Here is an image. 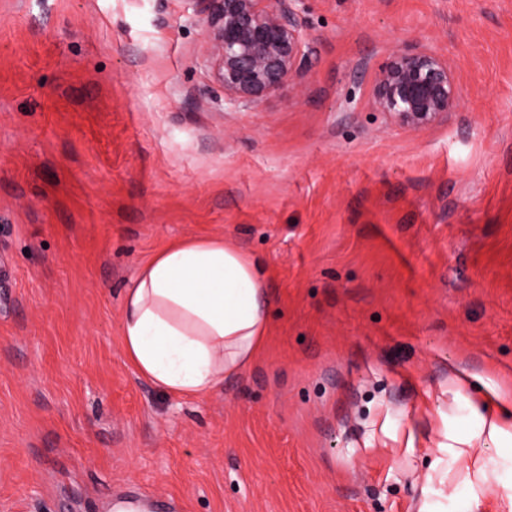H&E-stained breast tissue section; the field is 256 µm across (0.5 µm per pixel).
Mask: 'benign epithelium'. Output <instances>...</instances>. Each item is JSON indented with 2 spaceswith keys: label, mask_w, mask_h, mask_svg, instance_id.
Returning <instances> with one entry per match:
<instances>
[{
  "label": "benign epithelium",
  "mask_w": 512,
  "mask_h": 512,
  "mask_svg": "<svg viewBox=\"0 0 512 512\" xmlns=\"http://www.w3.org/2000/svg\"><path fill=\"white\" fill-rule=\"evenodd\" d=\"M204 53L224 99L250 107L308 74L310 40L298 0H196ZM374 107L401 125L420 130L460 107L461 94L448 61L424 50L396 51L372 76Z\"/></svg>",
  "instance_id": "obj_1"
}]
</instances>
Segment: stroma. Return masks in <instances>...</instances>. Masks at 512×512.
<instances>
[{"label":"stroma","mask_w":512,"mask_h":512,"mask_svg":"<svg viewBox=\"0 0 512 512\" xmlns=\"http://www.w3.org/2000/svg\"><path fill=\"white\" fill-rule=\"evenodd\" d=\"M296 7L308 80L243 107L196 0H0V512H512L426 480L512 393V0ZM414 47L461 87L422 130L355 71ZM197 236L272 293L259 359L198 400L120 342L138 265Z\"/></svg>","instance_id":"stroma-1"}]
</instances>
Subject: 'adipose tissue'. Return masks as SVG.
Returning a JSON list of instances; mask_svg holds the SVG:
<instances>
[{"label": "adipose tissue", "instance_id": "1", "mask_svg": "<svg viewBox=\"0 0 512 512\" xmlns=\"http://www.w3.org/2000/svg\"><path fill=\"white\" fill-rule=\"evenodd\" d=\"M121 305V344L139 377L201 398L260 356L269 330V276L260 259L222 238H184L139 265ZM457 463L464 484L504 483L469 436L457 446L438 443L428 482L447 488Z\"/></svg>", "mask_w": 512, "mask_h": 512}]
</instances>
